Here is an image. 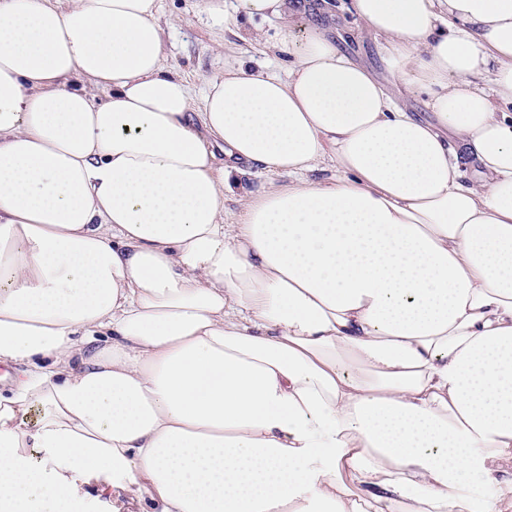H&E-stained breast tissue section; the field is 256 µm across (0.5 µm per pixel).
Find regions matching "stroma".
I'll use <instances>...</instances> for the list:
<instances>
[{
  "mask_svg": "<svg viewBox=\"0 0 512 512\" xmlns=\"http://www.w3.org/2000/svg\"><path fill=\"white\" fill-rule=\"evenodd\" d=\"M158 4L164 33L163 64L187 79L194 99H201L208 81L223 74L225 63L232 60L244 59L254 67L287 75L292 61L277 49L281 38L302 42L320 21L354 61L375 74L400 107L423 118L428 115L423 94L402 86L388 73L381 61L378 38L368 34L363 23L346 11L347 0H293V15L287 24L272 16L248 14L240 0H234L225 18L204 10L202 0H158ZM294 182V177L251 167L241 187L224 202L227 231H235L237 224L243 223L244 197Z\"/></svg>",
  "mask_w": 512,
  "mask_h": 512,
  "instance_id": "stroma-1",
  "label": "stroma"
}]
</instances>
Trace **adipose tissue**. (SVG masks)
<instances>
[{
  "label": "adipose tissue",
  "mask_w": 512,
  "mask_h": 512,
  "mask_svg": "<svg viewBox=\"0 0 512 512\" xmlns=\"http://www.w3.org/2000/svg\"><path fill=\"white\" fill-rule=\"evenodd\" d=\"M349 4L429 119L318 26L197 102L157 0H0V512H512V0ZM244 168L249 169L251 174L243 180L241 187L236 189L235 195L229 194L224 201L223 224L228 232H235L236 224H243L244 222L245 205L238 196L245 197L264 192L271 188H286L288 185L298 183L302 180L325 181L336 175V171L331 168V164L328 161L320 165L317 171L303 176L270 174L249 163L245 164Z\"/></svg>",
  "instance_id": "ef3b65f1"
}]
</instances>
